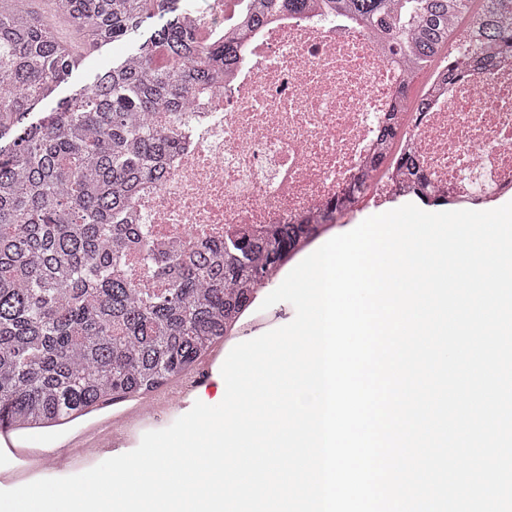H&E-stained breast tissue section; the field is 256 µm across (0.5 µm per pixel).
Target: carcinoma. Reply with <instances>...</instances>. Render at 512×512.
Instances as JSON below:
<instances>
[{
	"label": "carcinoma",
	"mask_w": 512,
	"mask_h": 512,
	"mask_svg": "<svg viewBox=\"0 0 512 512\" xmlns=\"http://www.w3.org/2000/svg\"><path fill=\"white\" fill-rule=\"evenodd\" d=\"M75 38L95 46L139 34L134 51L40 121L26 116L87 56L43 18L0 0V423L51 427L115 393L148 396L193 369L233 330L257 293L318 235L280 224L266 236L151 246L135 196L161 182L185 145L179 109L244 58L263 16L309 12L310 0H251L224 42H197L185 0H52ZM324 21L381 35L407 82L423 69L467 75L487 44L512 52V0H324ZM481 15V41L452 49L455 28ZM410 192L431 199L399 151ZM161 282L140 288L127 252Z\"/></svg>",
	"instance_id": "cac0c4a2"
}]
</instances>
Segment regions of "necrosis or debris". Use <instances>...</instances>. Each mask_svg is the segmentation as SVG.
<instances>
[{"label": "necrosis or debris", "mask_w": 512, "mask_h": 512, "mask_svg": "<svg viewBox=\"0 0 512 512\" xmlns=\"http://www.w3.org/2000/svg\"><path fill=\"white\" fill-rule=\"evenodd\" d=\"M248 0H206L192 31L220 43ZM466 79L440 76L422 112L394 111L400 65L375 36L321 16L266 22L249 54L195 97L183 120L185 150L163 183L135 200L141 223L164 244L225 238L242 229L319 221L336 198L379 188L380 128L397 122L429 192L480 204L512 192V58Z\"/></svg>", "instance_id": "1"}]
</instances>
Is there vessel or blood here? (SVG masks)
I'll return each instance as SVG.
<instances>
[{"label":"vessel or blood","mask_w":512,"mask_h":512,"mask_svg":"<svg viewBox=\"0 0 512 512\" xmlns=\"http://www.w3.org/2000/svg\"><path fill=\"white\" fill-rule=\"evenodd\" d=\"M224 362L214 351L188 377L162 387L151 396L153 410L145 412L131 397L106 400L60 421L52 441L0 423V490L44 479L82 473L102 461L138 447L145 432L175 421L199 400L200 389Z\"/></svg>","instance_id":"b4317fda"}]
</instances>
